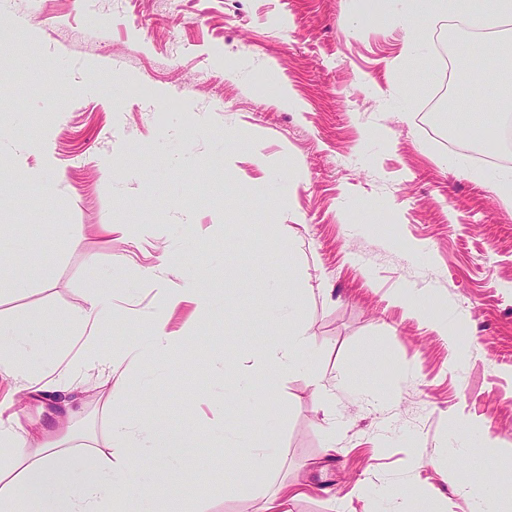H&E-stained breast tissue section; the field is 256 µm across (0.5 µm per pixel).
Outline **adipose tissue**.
Masks as SVG:
<instances>
[{
    "label": "adipose tissue",
    "mask_w": 512,
    "mask_h": 512,
    "mask_svg": "<svg viewBox=\"0 0 512 512\" xmlns=\"http://www.w3.org/2000/svg\"><path fill=\"white\" fill-rule=\"evenodd\" d=\"M158 311L150 328V342L158 348L178 345L180 334L169 331V314L183 303L203 313L212 308L216 294L201 271L190 272L183 288L158 289ZM48 312L36 311L20 321L0 319V374L11 379L14 391L32 390L41 380L40 369L27 354L38 350L49 358L47 348H35L32 337L42 329ZM305 329L290 328L285 342L258 360L257 370L267 376L288 372L294 355L306 348ZM153 438L164 454L182 448L185 434L156 423L140 424L131 430L121 417H113L107 447L94 438L78 439L73 430L32 429L21 434L17 425L0 421V512H131L126 499L117 497V487L138 481L139 473L129 458L141 446L143 436ZM175 470L158 465L154 479L141 482L142 498L160 512H185L183 498L168 494L175 484Z\"/></svg>",
    "instance_id": "1"
}]
</instances>
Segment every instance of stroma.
Segmentation results:
<instances>
[{
    "label": "stroma",
    "mask_w": 512,
    "mask_h": 512,
    "mask_svg": "<svg viewBox=\"0 0 512 512\" xmlns=\"http://www.w3.org/2000/svg\"><path fill=\"white\" fill-rule=\"evenodd\" d=\"M401 10L7 0L0 246L40 278L0 295V318L48 311L40 341L59 359L41 368L44 392L16 394L0 417L47 425L73 398L82 436L104 439L116 411L188 433L175 459L187 512H261L284 485L301 491L289 512H477L512 488V206L495 190L512 168L449 150L425 120L437 37L486 61L512 41V21L476 44L449 20ZM467 105L457 124L489 128L490 158L499 105ZM46 150L64 175L49 195L16 177ZM196 268L224 302L179 306L171 325L185 341L158 352L156 288H180ZM107 272L138 283L98 315L103 342L130 353L117 401L84 366L71 321ZM281 280L311 345L259 409L234 383H265L252 366L288 331L266 311ZM414 294L425 315L406 308ZM237 433L273 442L269 470Z\"/></svg>",
    "instance_id": "1"
}]
</instances>
